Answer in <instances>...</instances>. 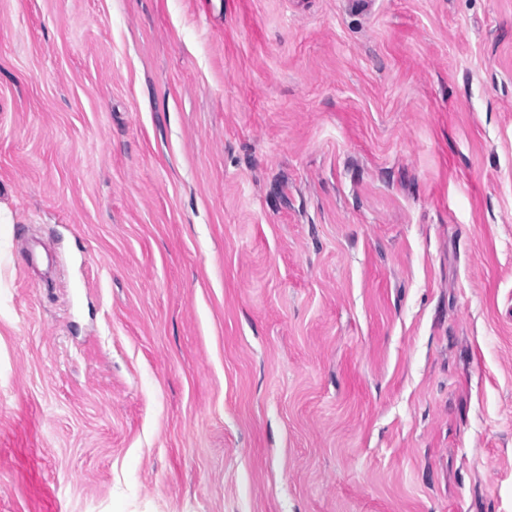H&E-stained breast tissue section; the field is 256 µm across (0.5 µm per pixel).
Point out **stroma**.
Returning <instances> with one entry per match:
<instances>
[{"mask_svg":"<svg viewBox=\"0 0 512 512\" xmlns=\"http://www.w3.org/2000/svg\"><path fill=\"white\" fill-rule=\"evenodd\" d=\"M0 512H512V0H0Z\"/></svg>","mask_w":512,"mask_h":512,"instance_id":"obj_1","label":"stroma"}]
</instances>
